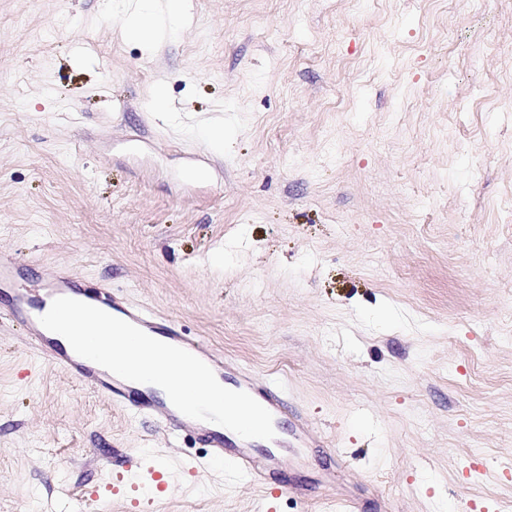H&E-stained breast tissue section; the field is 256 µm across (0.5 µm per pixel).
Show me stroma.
Wrapping results in <instances>:
<instances>
[{"mask_svg":"<svg viewBox=\"0 0 512 512\" xmlns=\"http://www.w3.org/2000/svg\"><path fill=\"white\" fill-rule=\"evenodd\" d=\"M185 2L150 51L109 0H0V249L275 379L324 449L243 484L0 291V512H512V0Z\"/></svg>","mask_w":512,"mask_h":512,"instance_id":"obj_1","label":"stroma"}]
</instances>
